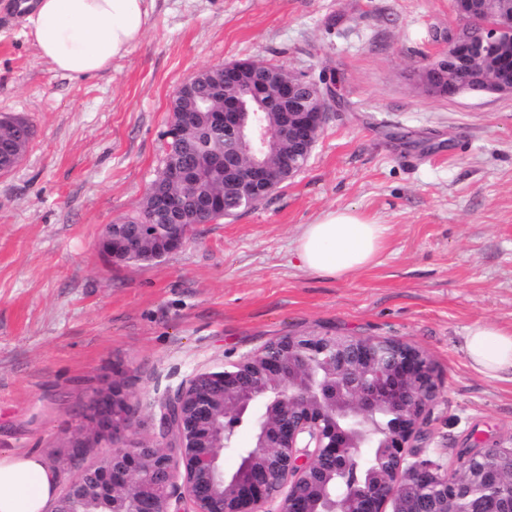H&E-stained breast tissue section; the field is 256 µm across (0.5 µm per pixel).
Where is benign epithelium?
<instances>
[{"mask_svg": "<svg viewBox=\"0 0 512 512\" xmlns=\"http://www.w3.org/2000/svg\"><path fill=\"white\" fill-rule=\"evenodd\" d=\"M502 0H456L459 13L479 25L475 38L448 41V52L416 68L422 91L431 97L512 95V6ZM214 96L199 98L191 79L175 90L179 119L169 137L193 129V116L206 113L210 126L229 138L209 168L171 164L146 194L180 224L185 219L181 189L212 182L199 219L226 199L255 206L307 164L329 110L331 90L317 82L255 59L210 68ZM98 249L115 261L138 244ZM312 357L326 366L320 380L302 383L298 371ZM372 374L366 383L361 372ZM265 376L261 389L235 398L242 376ZM441 383L424 351L394 338L305 334L283 336L228 367L195 373L158 408V437L112 450L89 466L57 498L52 512H319L298 498L304 481L317 484L349 469L346 449L360 447L365 418L386 407L394 415L385 447L393 468L379 512H448V499L422 504L415 487L431 475L417 460L425 455L427 425L439 403ZM277 397L287 404L276 426L262 430L257 449L232 475L224 473V416L240 421L254 398ZM138 403L122 382L97 389L87 405V426L69 447L90 448L126 439L138 421ZM506 469L488 474L468 468L465 486L474 489L512 476V448H499Z\"/></svg>", "mask_w": 512, "mask_h": 512, "instance_id": "obj_1", "label": "benign epithelium"}]
</instances>
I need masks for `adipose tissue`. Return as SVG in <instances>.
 Wrapping results in <instances>:
<instances>
[{
  "mask_svg": "<svg viewBox=\"0 0 512 512\" xmlns=\"http://www.w3.org/2000/svg\"><path fill=\"white\" fill-rule=\"evenodd\" d=\"M148 0H35L27 18L41 59L75 79L108 69L141 39ZM388 227L350 209H330L301 225L294 240L301 269L340 279L372 265ZM464 349L472 367L494 379L512 376V330L481 320L468 326ZM57 475L37 451L0 452V512H48Z\"/></svg>",
  "mask_w": 512,
  "mask_h": 512,
  "instance_id": "obj_1",
  "label": "adipose tissue"
}]
</instances>
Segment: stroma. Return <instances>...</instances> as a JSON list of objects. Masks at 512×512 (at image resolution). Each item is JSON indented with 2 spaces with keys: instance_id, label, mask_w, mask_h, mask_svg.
Instances as JSON below:
<instances>
[{
  "instance_id": "obj_1",
  "label": "stroma",
  "mask_w": 512,
  "mask_h": 512,
  "mask_svg": "<svg viewBox=\"0 0 512 512\" xmlns=\"http://www.w3.org/2000/svg\"><path fill=\"white\" fill-rule=\"evenodd\" d=\"M0 0V114L33 126L0 171V451L33 448L59 488L111 451L70 461L92 392L119 379L134 442L197 371L300 333L397 338L443 383L427 450L512 447V380L469 364L467 326L512 329V96H426L414 68L467 26L454 0H153L141 41L73 79L42 60ZM261 59L335 102L305 168L254 209L194 225L153 264L107 261L106 224L162 168L175 88ZM351 208L388 225L375 265L330 280L298 268L300 225Z\"/></svg>"
}]
</instances>
